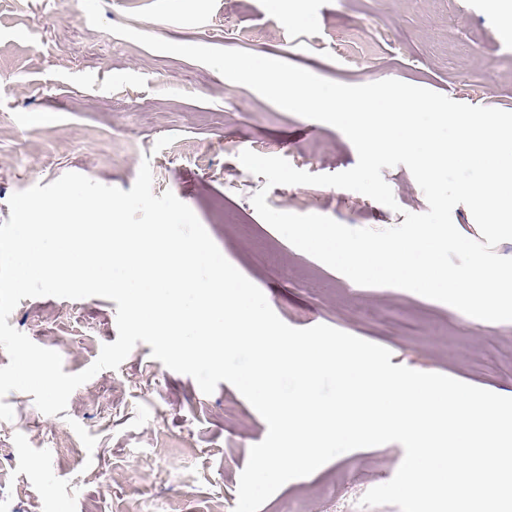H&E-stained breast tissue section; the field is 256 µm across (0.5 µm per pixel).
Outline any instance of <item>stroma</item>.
<instances>
[{"label":"stroma","mask_w":512,"mask_h":512,"mask_svg":"<svg viewBox=\"0 0 512 512\" xmlns=\"http://www.w3.org/2000/svg\"><path fill=\"white\" fill-rule=\"evenodd\" d=\"M103 18L165 40L247 51L334 82L397 79L512 112V37L488 0H102ZM296 15L288 23V15ZM91 26L80 0H0V222L11 195L75 172L123 190L149 160L224 257L294 328L325 324L381 340L392 365L512 397V322L480 334L455 308L391 287H352L290 246L256 212L306 205L351 228L386 229L427 211L405 166L383 169L397 209L350 190L267 187L238 156H279L312 174L351 169L337 128L287 112L199 62ZM116 302L25 298L8 323L85 370L117 339ZM137 343L118 369L78 387L49 416L33 397L0 399V512H234L240 475L267 425L230 383L204 394ZM79 445L80 455L69 454ZM404 454L350 451L285 483L260 512H328L329 500L390 481Z\"/></svg>","instance_id":"obj_1"}]
</instances>
